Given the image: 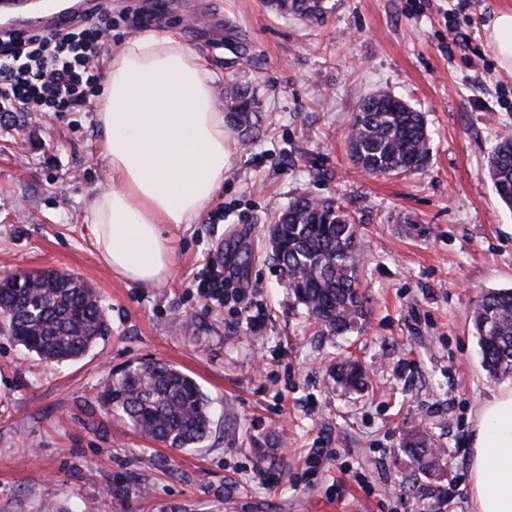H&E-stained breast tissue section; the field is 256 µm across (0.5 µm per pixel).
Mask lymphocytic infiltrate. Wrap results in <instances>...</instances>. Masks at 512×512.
<instances>
[{"instance_id":"f902f5d3","label":"lymphocytic infiltrate","mask_w":512,"mask_h":512,"mask_svg":"<svg viewBox=\"0 0 512 512\" xmlns=\"http://www.w3.org/2000/svg\"><path fill=\"white\" fill-rule=\"evenodd\" d=\"M112 17L52 31L0 34V118L33 105L35 111L87 112L101 79Z\"/></svg>"}]
</instances>
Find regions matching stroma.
<instances>
[{"instance_id": "obj_1", "label": "stroma", "mask_w": 512, "mask_h": 512, "mask_svg": "<svg viewBox=\"0 0 512 512\" xmlns=\"http://www.w3.org/2000/svg\"><path fill=\"white\" fill-rule=\"evenodd\" d=\"M112 48L146 30H181L207 57L216 95L251 84L252 141L226 126L224 183L191 224H170L167 281L142 288L101 262L86 222L107 182L93 112L17 114L0 123V277L31 269L95 288L109 336L73 362L50 363L0 337V512L62 500L74 512H475L469 483L474 413L496 389L472 312L512 288V209L486 174L512 136V70L486 27L512 0H326L321 22L268 0H101ZM465 40L464 49L451 48ZM378 91L423 112L429 162L372 177L346 155L361 101ZM341 200L359 228L368 316L322 334L288 292L268 228L291 198ZM431 227L404 235V222ZM221 261L244 288L217 302L193 286ZM357 359L370 382L345 391L330 366ZM161 360L193 377L213 425L196 448L145 438L98 400L131 363ZM428 428L445 474L426 475L400 447ZM312 448H331L313 475Z\"/></svg>"}]
</instances>
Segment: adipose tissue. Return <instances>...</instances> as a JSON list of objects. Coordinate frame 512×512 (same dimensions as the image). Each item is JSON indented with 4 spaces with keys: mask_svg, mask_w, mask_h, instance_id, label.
Here are the masks:
<instances>
[{
    "mask_svg": "<svg viewBox=\"0 0 512 512\" xmlns=\"http://www.w3.org/2000/svg\"><path fill=\"white\" fill-rule=\"evenodd\" d=\"M215 80L173 29L129 36L108 64L97 115L110 178L86 221L101 261L129 283L151 288L171 276L166 225L194 223L224 182ZM472 448L475 512H512V381L481 402Z\"/></svg>",
    "mask_w": 512,
    "mask_h": 512,
    "instance_id": "obj_1",
    "label": "adipose tissue"
}]
</instances>
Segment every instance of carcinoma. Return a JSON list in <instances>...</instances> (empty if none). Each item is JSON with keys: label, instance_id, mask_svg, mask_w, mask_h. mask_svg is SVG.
I'll use <instances>...</instances> for the list:
<instances>
[{"label": "carcinoma", "instance_id": "cac0c4a2", "mask_svg": "<svg viewBox=\"0 0 512 512\" xmlns=\"http://www.w3.org/2000/svg\"><path fill=\"white\" fill-rule=\"evenodd\" d=\"M281 15L309 20L324 16L323 0H272ZM254 90L238 86L226 110L249 123ZM348 155L371 176L416 172L429 160L424 116L404 99L377 92L363 101L348 134ZM488 175L499 199L512 209V137L502 138L488 160ZM271 246L283 254L286 285L329 336L341 335L366 317L358 289L360 239L355 218L340 201L299 196L272 225ZM472 327L482 363L494 380L512 378V289H491L476 305ZM110 327L98 293L83 280L60 271L29 270L0 278V334L30 353L56 363L77 360L105 339ZM347 389L366 385L367 374L346 359L333 373ZM104 408L148 439L170 448H195L211 429V406L187 373L161 361L125 367L98 393ZM404 449L421 469L444 470L433 436L413 428Z\"/></svg>", "mask_w": 512, "mask_h": 512}]
</instances>
